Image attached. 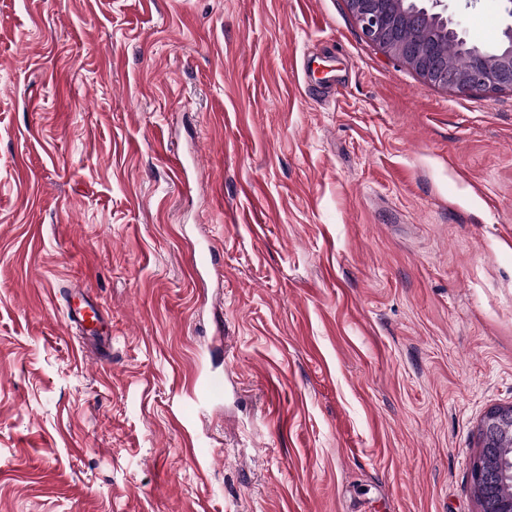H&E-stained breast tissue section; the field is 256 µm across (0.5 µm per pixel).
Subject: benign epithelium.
Here are the masks:
<instances>
[{"instance_id": "obj_1", "label": "benign epithelium", "mask_w": 512, "mask_h": 512, "mask_svg": "<svg viewBox=\"0 0 512 512\" xmlns=\"http://www.w3.org/2000/svg\"><path fill=\"white\" fill-rule=\"evenodd\" d=\"M503 2L504 27L491 48L469 42L448 13V0H345L361 36L385 54L411 66L427 83L470 95L512 90V0ZM444 27L458 44L466 66L455 77L433 51L415 38L421 27ZM512 453V406L490 410L482 426V448L472 470L479 512H512V470L504 462Z\"/></svg>"}]
</instances>
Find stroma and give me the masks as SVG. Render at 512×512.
I'll list each match as a JSON object with an SVG mask.
<instances>
[{"mask_svg":"<svg viewBox=\"0 0 512 512\" xmlns=\"http://www.w3.org/2000/svg\"><path fill=\"white\" fill-rule=\"evenodd\" d=\"M510 405L512 91L345 0H0V512H478ZM71 297L72 295H69L66 298V317L71 325L75 326L82 332L90 328V333L92 334L108 333V328L105 324L102 313L100 314L87 300L83 299L82 301L74 302V299ZM87 308L92 312V314L87 311Z\"/></svg>","mask_w":512,"mask_h":512,"instance_id":"1","label":"stroma"}]
</instances>
